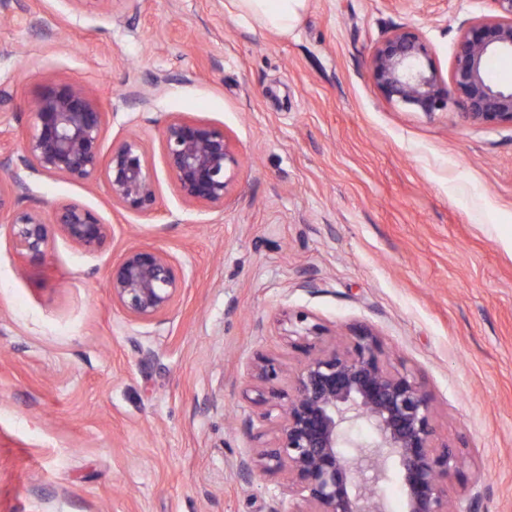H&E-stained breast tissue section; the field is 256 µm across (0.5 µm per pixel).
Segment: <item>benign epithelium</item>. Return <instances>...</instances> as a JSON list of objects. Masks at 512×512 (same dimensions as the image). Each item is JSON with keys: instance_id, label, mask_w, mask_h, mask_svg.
I'll return each instance as SVG.
<instances>
[{"instance_id": "benign-epithelium-1", "label": "benign epithelium", "mask_w": 512, "mask_h": 512, "mask_svg": "<svg viewBox=\"0 0 512 512\" xmlns=\"http://www.w3.org/2000/svg\"><path fill=\"white\" fill-rule=\"evenodd\" d=\"M495 15L460 28L449 79H444L428 42L401 27L375 46L369 73L381 95L431 115L456 106L471 125L512 129V86L491 84L489 58L512 55V0H492ZM105 113L86 85L75 82L40 96L22 140L25 165L33 170L104 188L113 202L142 216L156 211L158 191L148 151L136 136L101 156ZM165 162L182 199L224 207L240 155L224 129L201 120L174 118L162 128ZM24 188L15 175L0 178V222L21 254L41 258L50 227L87 250L97 248L108 225L87 206L70 202L46 214L19 209ZM112 300L130 317L152 321L170 310L181 288L169 256L157 248H131L112 266ZM343 348L319 350L294 374V395L279 416L276 445L240 462L252 473L284 474L295 499L288 512H383L380 486L396 476L406 512H461L448 495L458 472L457 451L434 443L430 401L415 377L382 358L367 325L351 329ZM368 422L374 440L362 445L349 429Z\"/></svg>"}]
</instances>
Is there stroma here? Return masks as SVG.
<instances>
[{"mask_svg": "<svg viewBox=\"0 0 512 512\" xmlns=\"http://www.w3.org/2000/svg\"><path fill=\"white\" fill-rule=\"evenodd\" d=\"M492 14L308 0L283 36L228 0H0V177L28 186L17 207L79 202L110 226L94 251L51 230L32 261L0 225V512H288L277 475L239 467L273 447L265 414L292 393L255 368H298L359 324L428 394L462 512H512V130L387 102L368 74L406 26L449 73L460 25ZM69 82L106 114L102 154L145 143L152 217L23 167L29 105ZM175 117L238 149L223 209L180 199L160 139ZM133 247L165 251L181 283L149 322L108 286Z\"/></svg>", "mask_w": 512, "mask_h": 512, "instance_id": "stroma-1", "label": "stroma"}]
</instances>
